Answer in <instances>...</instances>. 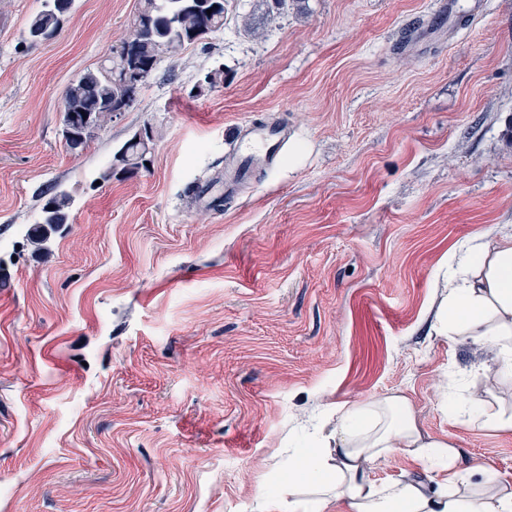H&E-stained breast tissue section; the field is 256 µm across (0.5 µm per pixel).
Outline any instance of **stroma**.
Returning a JSON list of instances; mask_svg holds the SVG:
<instances>
[{
	"label": "stroma",
	"mask_w": 512,
	"mask_h": 512,
	"mask_svg": "<svg viewBox=\"0 0 512 512\" xmlns=\"http://www.w3.org/2000/svg\"><path fill=\"white\" fill-rule=\"evenodd\" d=\"M456 2L406 44L437 0H289L274 18L232 0L76 155L64 89L138 0H75L34 44L43 0H0V512H262L309 427L331 436L342 408L393 394L512 486V433L445 406L481 391L511 413L512 376L436 331L449 259L512 232V0ZM275 118L279 164L199 200L235 128ZM147 123V169L100 181ZM50 185L75 202L39 257L24 233ZM369 475L435 473L399 452ZM53 1L55 0H45L43 9L29 19L26 28V36L31 42L50 40L51 38L47 36H56L60 31L63 13L54 6ZM37 35L45 37L36 38L34 41Z\"/></svg>",
	"instance_id": "obj_1"
}]
</instances>
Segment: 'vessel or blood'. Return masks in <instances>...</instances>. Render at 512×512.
Returning a JSON list of instances; mask_svg holds the SVG:
<instances>
[{
  "instance_id": "obj_1",
  "label": "vessel or blood",
  "mask_w": 512,
  "mask_h": 512,
  "mask_svg": "<svg viewBox=\"0 0 512 512\" xmlns=\"http://www.w3.org/2000/svg\"><path fill=\"white\" fill-rule=\"evenodd\" d=\"M288 139V125L283 121L243 125L232 153L224 161L225 194L246 185L253 170L275 165Z\"/></svg>"
}]
</instances>
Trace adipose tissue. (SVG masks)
Segmentation results:
<instances>
[{"label": "adipose tissue", "instance_id": "1", "mask_svg": "<svg viewBox=\"0 0 512 512\" xmlns=\"http://www.w3.org/2000/svg\"><path fill=\"white\" fill-rule=\"evenodd\" d=\"M496 351L512 372V234L476 236L448 268V295L438 326ZM404 452L439 473L435 491L399 480L377 485L370 463ZM512 512V492L480 461L459 467L451 443L424 438L401 394L345 407L336 438L310 436L288 451V496L265 494L263 512Z\"/></svg>", "mask_w": 512, "mask_h": 512}]
</instances>
